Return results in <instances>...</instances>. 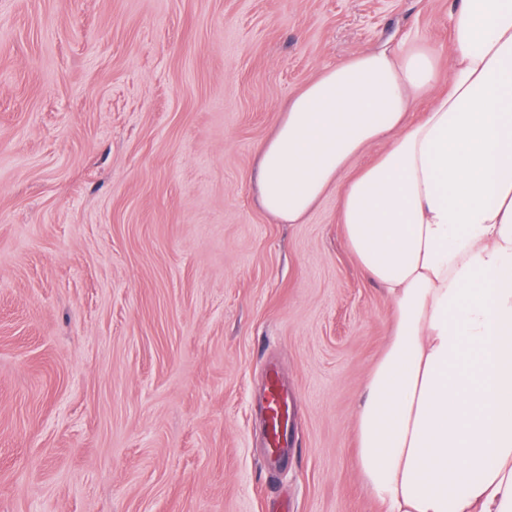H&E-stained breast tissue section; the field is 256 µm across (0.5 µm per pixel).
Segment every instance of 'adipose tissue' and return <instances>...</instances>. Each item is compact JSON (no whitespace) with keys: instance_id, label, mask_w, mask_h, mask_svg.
Returning a JSON list of instances; mask_svg holds the SVG:
<instances>
[{"instance_id":"ef3b65f1","label":"adipose tissue","mask_w":512,"mask_h":512,"mask_svg":"<svg viewBox=\"0 0 512 512\" xmlns=\"http://www.w3.org/2000/svg\"><path fill=\"white\" fill-rule=\"evenodd\" d=\"M450 19L448 90L422 118L435 57L382 45L324 68L257 149L283 224L351 174L345 241L394 311L355 413L383 512H512V0H455Z\"/></svg>"}]
</instances>
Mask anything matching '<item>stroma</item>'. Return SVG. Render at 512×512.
<instances>
[{
  "label": "stroma",
  "instance_id": "35a3bbf8",
  "mask_svg": "<svg viewBox=\"0 0 512 512\" xmlns=\"http://www.w3.org/2000/svg\"><path fill=\"white\" fill-rule=\"evenodd\" d=\"M454 0H0V512H382L354 413L393 309L342 234L257 196L323 68ZM288 452L266 453L268 370Z\"/></svg>",
  "mask_w": 512,
  "mask_h": 512
}]
</instances>
